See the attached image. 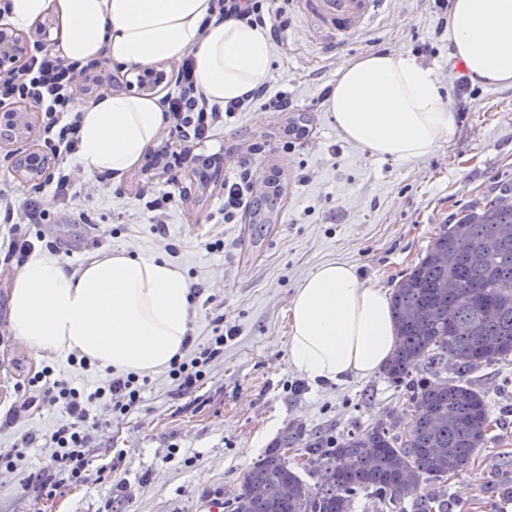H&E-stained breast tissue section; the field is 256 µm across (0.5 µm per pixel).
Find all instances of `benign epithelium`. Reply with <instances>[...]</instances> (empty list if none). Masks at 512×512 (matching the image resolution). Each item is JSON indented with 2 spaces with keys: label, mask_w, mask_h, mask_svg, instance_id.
<instances>
[{
  "label": "benign epithelium",
  "mask_w": 512,
  "mask_h": 512,
  "mask_svg": "<svg viewBox=\"0 0 512 512\" xmlns=\"http://www.w3.org/2000/svg\"><path fill=\"white\" fill-rule=\"evenodd\" d=\"M56 29L55 19L48 15L36 22L29 31H20L9 25H0V76L11 74L30 56L34 48L50 42ZM166 79L164 72L147 68L137 75V89L154 92ZM37 111L26 103L0 109V144L23 143L25 148L15 154L12 166L14 176L22 181L36 180L45 175L52 166L50 156L32 143ZM197 145L185 134L159 147H153L145 154L142 172L150 177L174 171L196 180L206 187L220 180L223 165L210 163L195 153Z\"/></svg>",
  "instance_id": "obj_1"
}]
</instances>
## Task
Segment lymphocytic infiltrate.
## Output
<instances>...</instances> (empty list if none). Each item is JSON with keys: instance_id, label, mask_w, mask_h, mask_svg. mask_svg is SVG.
<instances>
[{"instance_id": "f902f5d3", "label": "lymphocytic infiltrate", "mask_w": 512, "mask_h": 512, "mask_svg": "<svg viewBox=\"0 0 512 512\" xmlns=\"http://www.w3.org/2000/svg\"><path fill=\"white\" fill-rule=\"evenodd\" d=\"M76 68V63L39 49L18 68L9 82L0 84V103L28 100L42 107L46 119L44 147L61 162L74 154L79 145L80 114L73 104L72 88ZM176 82L178 94L165 96L163 101L166 125L169 130L187 133L197 141L209 138L218 124L229 122L236 114L251 111L255 106L270 112L293 109L285 93H270L264 85L225 105L210 102L200 89L193 59L189 56L181 61ZM262 151L261 144H250L236 161L233 172L225 176V223H234L238 214L247 208L254 189L253 158ZM45 218L46 211L38 202L30 200L19 207L7 194L0 192V219L9 225L5 260H26L35 249L27 228ZM235 334V329L214 327L209 343L201 347L198 355L189 360L174 358L169 377L177 389L186 391L195 387L205 376V366L223 355L225 337ZM143 391V385L133 373L79 388L66 380L46 381L41 373L28 380L23 401L25 409L58 405L70 418L69 423L50 436L49 445L53 449L50 474L33 477L45 496H52L62 483L88 481L90 435L86 423L91 408L102 405L110 411L126 413L140 403Z\"/></svg>"}]
</instances>
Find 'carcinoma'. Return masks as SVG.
I'll list each match as a JSON object with an SVG mask.
<instances>
[{"mask_svg": "<svg viewBox=\"0 0 512 512\" xmlns=\"http://www.w3.org/2000/svg\"><path fill=\"white\" fill-rule=\"evenodd\" d=\"M279 195L275 185L253 195L247 210L253 239L269 233ZM455 223L467 226L466 239L454 236L453 224L444 226L392 297L395 348L383 373L410 392L404 430L378 424L334 438L291 425L244 474L224 512H352L361 494L396 512H452L445 491L414 492L464 473L486 441L487 395L466 376L512 356V186L491 189ZM448 253L451 264L441 260ZM450 278L458 283L452 293L439 288ZM485 306L497 310L495 318L484 317ZM448 360L458 374L454 382L440 376ZM294 447L314 483L282 452Z\"/></svg>", "mask_w": 512, "mask_h": 512, "instance_id": "1", "label": "carcinoma"}]
</instances>
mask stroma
<instances>
[{
	"mask_svg": "<svg viewBox=\"0 0 512 512\" xmlns=\"http://www.w3.org/2000/svg\"><path fill=\"white\" fill-rule=\"evenodd\" d=\"M436 11L434 0H392L336 54L316 39L311 18L288 5L287 24L272 44L270 87L287 92L296 111L310 115L308 135L285 145L288 113L257 108L199 143L201 152L223 155L229 165L235 148L265 143L254 169L281 172L285 188L272 230L257 244L245 218L223 222L222 187L204 191L181 175L150 180L136 166L116 180L77 167L73 196L61 203L51 184L17 180L14 146L0 147V191L18 203L41 199L49 211L34 228L42 237L37 251L72 270L111 250L160 256L178 267L196 290L186 357L207 344L216 318L237 330L195 388L176 391L163 370L150 375L141 403L129 413L97 409L88 482L40 497L25 490V479L47 470L46 442L69 417L49 405L21 411V388L45 367L65 368L66 359L44 355L10 332L18 266L0 260V453L23 450L15 471L0 470V512H100L107 502L113 512H211L253 465L245 449L264 453L289 423L342 436L410 413L407 391L380 374L327 388L306 384L288 362L287 308L305 275L328 261L355 265L368 285L396 288L461 209L494 186L512 184V87L473 84L459 97L464 70L447 36L435 33ZM394 50L437 72L455 116L449 139L425 158L372 157L340 134L328 110L324 91L344 62ZM163 191L173 195L164 239L154 234L145 208ZM217 239L223 250L209 251ZM471 379L486 391L495 425L468 471L441 487L467 512H505V497L488 499L482 490L502 452L512 453V360L481 366Z\"/></svg>",
	"mask_w": 512,
	"mask_h": 512,
	"instance_id": "1",
	"label": "stroma"
}]
</instances>
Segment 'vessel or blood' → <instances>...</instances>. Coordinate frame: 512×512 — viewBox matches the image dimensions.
<instances>
[{"label": "vessel or blood", "instance_id": "vessel-or-blood-1", "mask_svg": "<svg viewBox=\"0 0 512 512\" xmlns=\"http://www.w3.org/2000/svg\"><path fill=\"white\" fill-rule=\"evenodd\" d=\"M317 21L318 31L331 48H341L344 36L369 25L384 13L389 0H296Z\"/></svg>", "mask_w": 512, "mask_h": 512}]
</instances>
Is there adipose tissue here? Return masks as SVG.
<instances>
[{
	"label": "adipose tissue",
	"instance_id": "1",
	"mask_svg": "<svg viewBox=\"0 0 512 512\" xmlns=\"http://www.w3.org/2000/svg\"><path fill=\"white\" fill-rule=\"evenodd\" d=\"M6 3L18 27L54 12L61 20L55 49L71 61L105 56L142 68L192 55L198 84L215 103L238 99L271 75L269 26L217 20L213 0ZM448 40L473 83L512 87V0H455ZM328 110L346 139L380 159L426 157L455 122L433 69L404 51L347 62ZM80 113L77 162L90 177L120 178L164 125L151 96L104 92ZM192 308L184 274L164 258L109 251L72 271L37 252L13 280L9 328L48 356L75 352L104 369L150 374L186 350ZM288 314V362L313 386L372 377L393 353L389 293L365 284L355 265L318 266L296 289Z\"/></svg>",
	"mask_w": 512,
	"mask_h": 512
}]
</instances>
